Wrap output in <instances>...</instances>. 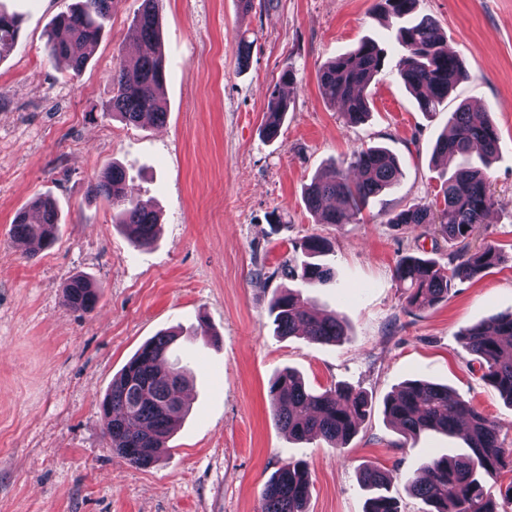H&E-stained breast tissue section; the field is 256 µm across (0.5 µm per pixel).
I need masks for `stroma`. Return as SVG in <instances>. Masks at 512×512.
I'll list each match as a JSON object with an SVG mask.
<instances>
[{
  "label": "stroma",
  "mask_w": 512,
  "mask_h": 512,
  "mask_svg": "<svg viewBox=\"0 0 512 512\" xmlns=\"http://www.w3.org/2000/svg\"><path fill=\"white\" fill-rule=\"evenodd\" d=\"M74 2L0 0L21 21L0 60V512H261L267 481L298 460L309 472L308 512H364L358 469L368 460L387 473L401 512H426L411 480L429 456L468 448L458 436L407 438L390 423L383 401L409 379L453 389L496 421L512 450V407L461 338L512 311V0H417L416 16L440 24L467 71L431 116L398 74L402 50L375 0H253L247 12L239 0H163L166 119L137 126L102 105L113 64L136 52L127 30L142 0H116L77 75L44 53L53 19ZM366 38L386 58L368 117L350 125L342 105L323 98L317 69ZM288 67L295 79L284 85ZM275 90L290 106L270 140L264 113ZM463 102L490 110L499 133L489 170L496 206L466 247L494 245L504 260L457 283L448 301L411 312L398 259L444 266L464 246L389 219L434 201L456 169L433 148ZM360 146L394 154L399 185L371 198L358 223H317L306 186ZM112 162L158 214L151 248H134L111 206L87 193ZM38 196L55 201L60 226L55 244L33 255L10 227ZM313 234L330 244V283L287 282L282 265L300 263ZM76 275L101 288L91 313L64 304ZM286 285L317 313L337 314L343 341L277 335L269 307ZM168 330L179 334L168 361L188 377L189 411L160 459L137 467L108 447L98 401L143 343ZM287 367L312 390L346 384L371 398L345 448L294 442L275 426L269 388Z\"/></svg>",
  "instance_id": "obj_1"
}]
</instances>
